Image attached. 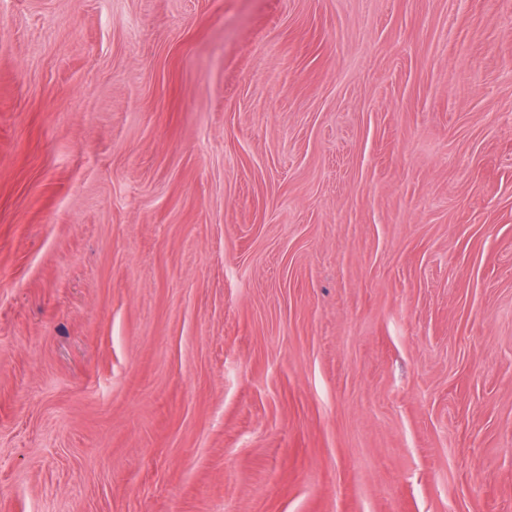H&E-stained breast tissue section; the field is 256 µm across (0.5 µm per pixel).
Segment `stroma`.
<instances>
[{
	"mask_svg": "<svg viewBox=\"0 0 512 512\" xmlns=\"http://www.w3.org/2000/svg\"><path fill=\"white\" fill-rule=\"evenodd\" d=\"M0 512H512V0H0Z\"/></svg>",
	"mask_w": 512,
	"mask_h": 512,
	"instance_id": "35a3bbf8",
	"label": "stroma"
}]
</instances>
